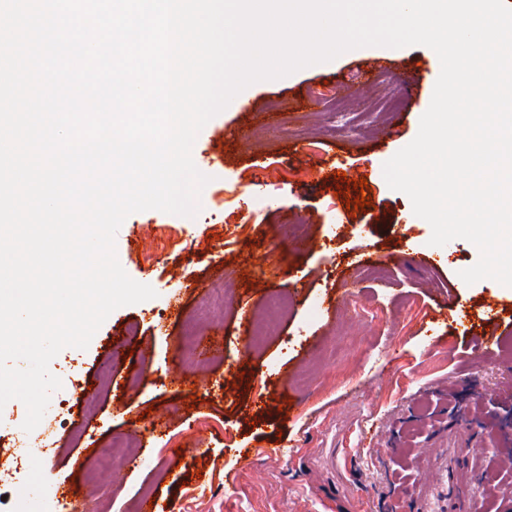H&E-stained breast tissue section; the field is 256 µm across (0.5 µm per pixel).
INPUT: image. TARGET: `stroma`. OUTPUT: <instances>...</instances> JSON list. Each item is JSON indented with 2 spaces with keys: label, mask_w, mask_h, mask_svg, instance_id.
<instances>
[{
  "label": "stroma",
  "mask_w": 512,
  "mask_h": 512,
  "mask_svg": "<svg viewBox=\"0 0 512 512\" xmlns=\"http://www.w3.org/2000/svg\"><path fill=\"white\" fill-rule=\"evenodd\" d=\"M384 75L420 82L428 99L439 71L425 46L357 48L249 86L242 111L203 127L194 162L222 161L204 170L198 215L138 212L116 235L121 266L156 298L116 309L87 349L52 360L54 375L71 368L81 382L60 389L75 407L50 403L29 433L21 401L0 409V435L50 447L41 465L0 482V512H141L152 497L169 512H414L431 448L459 449L458 470L490 491L485 512H512V467L500 464L512 455V292L463 282L477 248L431 246L430 225L385 181L421 107L403 103L340 135L309 94L323 84L371 94ZM346 167L372 190L365 210L347 211L336 194L333 173ZM290 224L299 235L281 236ZM413 250L438 260L408 264ZM215 279L228 295L199 331L218 341L205 354L183 338ZM274 296L285 302L278 329L255 340ZM350 299L383 314L348 322ZM492 301L501 317L491 328ZM120 435L137 441L136 464L117 460L110 479L89 481L97 451Z\"/></svg>",
  "instance_id": "obj_1"
}]
</instances>
